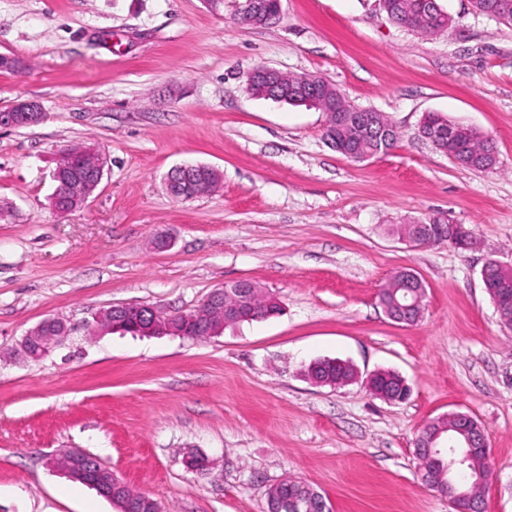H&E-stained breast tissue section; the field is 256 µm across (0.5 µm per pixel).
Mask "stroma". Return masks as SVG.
Returning <instances> with one entry per match:
<instances>
[{
	"mask_svg": "<svg viewBox=\"0 0 512 512\" xmlns=\"http://www.w3.org/2000/svg\"><path fill=\"white\" fill-rule=\"evenodd\" d=\"M453 25L430 37L379 0H282L265 26L209 0H0V111L32 101V127H0V512H118L47 464L94 454L163 512H267L287 476L331 512H451L418 476L415 439L430 419L472 415L490 448L485 512H512V330L485 292L487 259L512 264V26L438 0ZM266 64L313 75L386 113L395 146L352 161L309 106L250 97ZM475 126L497 170L456 165L419 134L425 113ZM98 149V189L55 212L58 152ZM202 163L218 188L174 199V167ZM445 217L478 245L413 247L388 228ZM170 238L163 252L157 236ZM427 286L424 317L391 322L377 293L397 269ZM250 280L280 315L204 341L107 334L95 313L145 304L193 310L224 283ZM59 317L70 336L44 359L22 336ZM361 382L316 387L318 358ZM402 374L406 402L364 378ZM209 457V472L185 458ZM388 375L390 376L391 380L388 382V385H390L391 390H393L397 395H400L401 397H406L410 393V387L407 384L404 377H401L399 374L387 371ZM381 373L379 371L371 374L367 378V386L368 388L380 398H383L384 400H387L389 402H396L401 401L402 398L400 396H396L394 394H389L388 392H380L377 387V383L379 382L380 378L379 376Z\"/></svg>",
	"mask_w": 512,
	"mask_h": 512,
	"instance_id": "obj_1",
	"label": "stroma"
}]
</instances>
